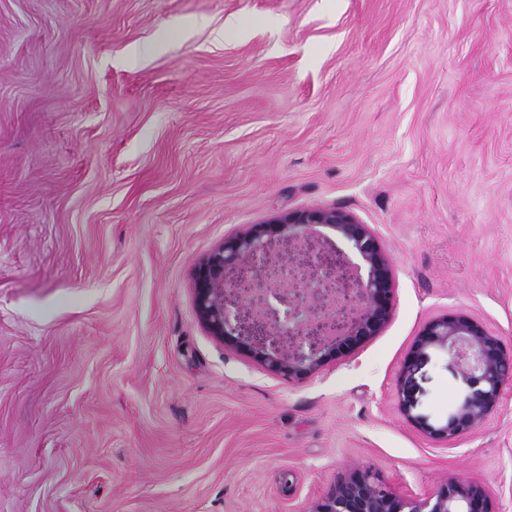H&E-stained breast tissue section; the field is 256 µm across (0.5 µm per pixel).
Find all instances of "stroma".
I'll use <instances>...</instances> for the list:
<instances>
[{"mask_svg": "<svg viewBox=\"0 0 512 512\" xmlns=\"http://www.w3.org/2000/svg\"><path fill=\"white\" fill-rule=\"evenodd\" d=\"M319 207L371 225L395 308L291 383L193 273ZM456 310L512 347V0H0V512H301L359 466L512 512V382L457 443L411 423L460 390L405 362Z\"/></svg>", "mask_w": 512, "mask_h": 512, "instance_id": "stroma-1", "label": "stroma"}]
</instances>
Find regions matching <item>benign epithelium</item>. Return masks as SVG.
Here are the masks:
<instances>
[{"instance_id":"7a95c632","label":"benign epithelium","mask_w":512,"mask_h":512,"mask_svg":"<svg viewBox=\"0 0 512 512\" xmlns=\"http://www.w3.org/2000/svg\"><path fill=\"white\" fill-rule=\"evenodd\" d=\"M330 227L360 258L349 261L312 229ZM197 314L224 348L253 357L270 375L299 382L380 335L395 306L394 273L368 224L333 208L294 210L251 224L224 240L196 268ZM444 350L463 383L446 421L414 423L430 439L454 444L479 429L512 380V347L462 311L427 322L411 364ZM303 512H499L482 485L449 480L425 498L394 493L369 467L336 476Z\"/></svg>"}]
</instances>
